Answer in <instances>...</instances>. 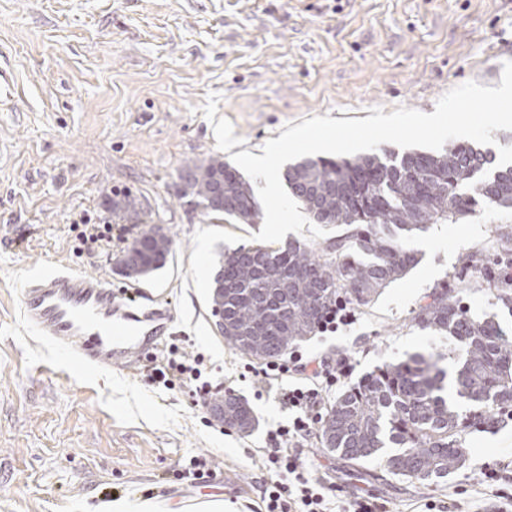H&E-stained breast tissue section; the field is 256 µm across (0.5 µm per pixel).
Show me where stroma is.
Returning <instances> with one entry per match:
<instances>
[{
    "label": "stroma",
    "mask_w": 512,
    "mask_h": 512,
    "mask_svg": "<svg viewBox=\"0 0 512 512\" xmlns=\"http://www.w3.org/2000/svg\"><path fill=\"white\" fill-rule=\"evenodd\" d=\"M508 60L512 0H0V512H184L188 500L200 512H257L266 473L255 451L288 413L258 393L260 364L215 332L210 292L221 253L261 227L184 206L181 166L258 152L315 115L430 114L455 86H499ZM124 191L141 203L139 219L112 215L108 202ZM98 224L111 225L110 244L91 241ZM149 224L163 225L172 252L135 282L115 259ZM503 233L512 210L487 204L432 225L411 243L418 264L354 325L300 343L349 359L350 377L328 398L432 348L412 317L433 289H462L473 318L512 333V310L481 265ZM59 269L166 300L168 343L204 355L211 383L249 403L255 431L226 429L189 388L154 383L151 358L94 374L72 366L22 311L27 281ZM465 443L464 468L431 485L376 461L346 463L314 441L308 455L337 496L373 495L390 512L451 499L512 512V481L496 494L479 487L512 459V420ZM195 456L208 461L206 479L184 474Z\"/></svg>",
    "instance_id": "obj_1"
}]
</instances>
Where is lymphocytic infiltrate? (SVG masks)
Masks as SVG:
<instances>
[{"label":"lymphocytic infiltrate","instance_id":"f902f5d3","mask_svg":"<svg viewBox=\"0 0 512 512\" xmlns=\"http://www.w3.org/2000/svg\"><path fill=\"white\" fill-rule=\"evenodd\" d=\"M154 371L156 383L167 388L188 386L199 401H208L214 394L213 385L204 375L202 354L189 356L178 346H169ZM346 374L345 360H319L297 349L287 359L262 368L261 390L275 391L290 419L269 430L264 446L258 450L268 474L259 512H334L330 497L333 486L325 477L310 474L306 445L314 435L316 411L328 387Z\"/></svg>","mask_w":512,"mask_h":512}]
</instances>
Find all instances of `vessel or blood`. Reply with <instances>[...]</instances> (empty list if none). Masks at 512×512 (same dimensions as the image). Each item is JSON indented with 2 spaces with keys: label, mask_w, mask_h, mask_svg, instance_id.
Segmentation results:
<instances>
[{
  "label": "vessel or blood",
  "mask_w": 512,
  "mask_h": 512,
  "mask_svg": "<svg viewBox=\"0 0 512 512\" xmlns=\"http://www.w3.org/2000/svg\"><path fill=\"white\" fill-rule=\"evenodd\" d=\"M23 313L28 326L64 340L70 362L91 372L141 361L173 323L169 307L141 290L116 292L110 281L69 271L31 278Z\"/></svg>",
  "instance_id": "vessel-or-blood-1"
}]
</instances>
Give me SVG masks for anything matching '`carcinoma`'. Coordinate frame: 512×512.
Wrapping results in <instances>:
<instances>
[{"label":"carcinoma","mask_w":512,"mask_h":512,"mask_svg":"<svg viewBox=\"0 0 512 512\" xmlns=\"http://www.w3.org/2000/svg\"><path fill=\"white\" fill-rule=\"evenodd\" d=\"M182 198L229 224H254L260 210L253 184L221 158L184 167ZM292 197L319 224L343 232L314 253L290 241L256 242L227 251L212 282L211 307L224 312V340L260 363L282 359L314 335L329 308L342 300L368 307L394 280L410 271L414 236L433 224H456L484 203L512 209V165L466 140L434 152L381 149L349 157L305 158L287 166ZM112 212L137 209L128 192L109 201ZM136 273L164 268L170 238L152 225L132 241ZM485 273L496 296L512 306V279ZM413 321L448 352L433 348L384 364L341 392L321 418L322 448L344 461L366 462L383 453L393 475L434 483L462 469L468 449L461 433L482 431L512 417V336L492 321L471 317L456 289L437 288ZM465 352L448 369L447 355ZM469 406L460 413L456 401ZM224 427L246 434L257 420L240 396L227 392Z\"/></svg>","instance_id":"obj_1"}]
</instances>
